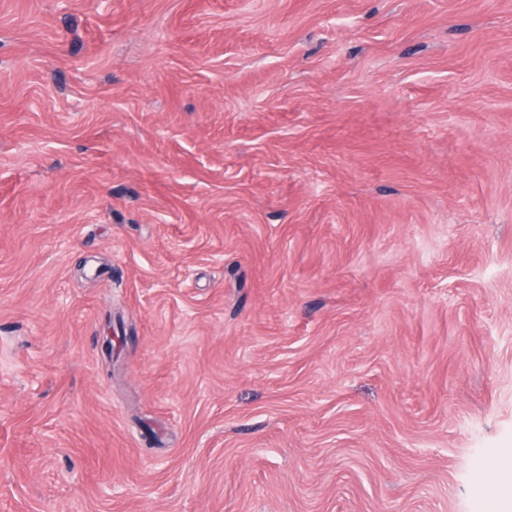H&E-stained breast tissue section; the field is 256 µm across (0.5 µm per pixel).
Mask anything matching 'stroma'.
Here are the masks:
<instances>
[{
  "label": "stroma",
  "instance_id": "obj_1",
  "mask_svg": "<svg viewBox=\"0 0 512 512\" xmlns=\"http://www.w3.org/2000/svg\"><path fill=\"white\" fill-rule=\"evenodd\" d=\"M512 0H0V512H512Z\"/></svg>",
  "mask_w": 512,
  "mask_h": 512
}]
</instances>
